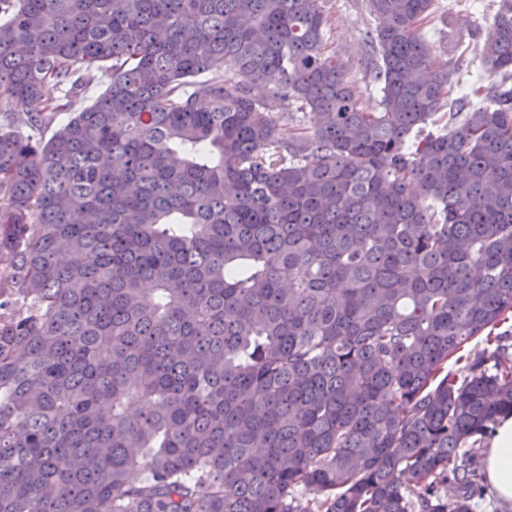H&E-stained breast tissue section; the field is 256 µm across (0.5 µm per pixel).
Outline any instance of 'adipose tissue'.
<instances>
[{
  "mask_svg": "<svg viewBox=\"0 0 512 512\" xmlns=\"http://www.w3.org/2000/svg\"><path fill=\"white\" fill-rule=\"evenodd\" d=\"M483 476L502 512H512V416L500 419L484 450Z\"/></svg>",
  "mask_w": 512,
  "mask_h": 512,
  "instance_id": "adipose-tissue-1",
  "label": "adipose tissue"
}]
</instances>
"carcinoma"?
I'll use <instances>...</instances> for the list:
<instances>
[{"instance_id":"carcinoma-1","label":"carcinoma","mask_w":512,"mask_h":512,"mask_svg":"<svg viewBox=\"0 0 512 512\" xmlns=\"http://www.w3.org/2000/svg\"><path fill=\"white\" fill-rule=\"evenodd\" d=\"M368 8L377 112L329 0H0V512H478L512 0L447 64Z\"/></svg>"}]
</instances>
